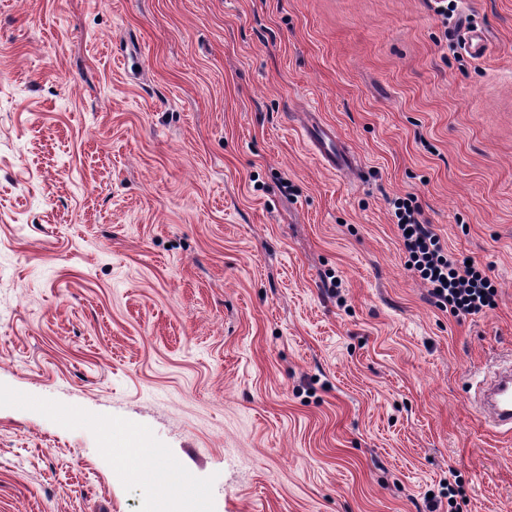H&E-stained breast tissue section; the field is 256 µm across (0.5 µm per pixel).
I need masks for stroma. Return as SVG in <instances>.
Masks as SVG:
<instances>
[{"label":"stroma","mask_w":512,"mask_h":512,"mask_svg":"<svg viewBox=\"0 0 512 512\" xmlns=\"http://www.w3.org/2000/svg\"><path fill=\"white\" fill-rule=\"evenodd\" d=\"M447 3L0 0V512L512 502L467 403L512 351V0ZM396 197L492 309L436 307ZM312 137H309L310 147L322 165L336 172H349L357 168L354 154L345 151L336 141V135L332 129L315 123L312 124Z\"/></svg>","instance_id":"35a3bbf8"}]
</instances>
